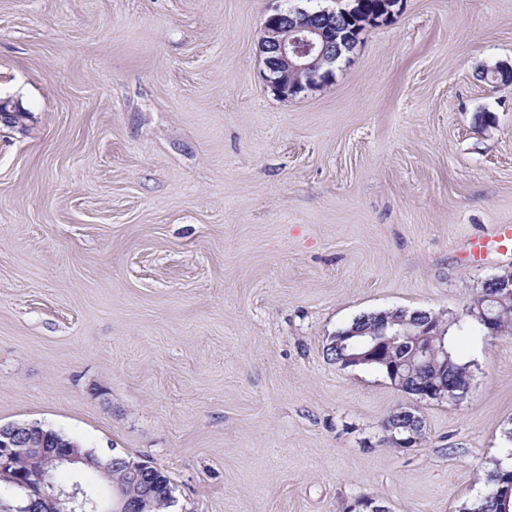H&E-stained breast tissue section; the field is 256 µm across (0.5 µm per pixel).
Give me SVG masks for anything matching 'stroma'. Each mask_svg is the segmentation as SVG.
<instances>
[{
	"label": "stroma",
	"instance_id": "35a3bbf8",
	"mask_svg": "<svg viewBox=\"0 0 512 512\" xmlns=\"http://www.w3.org/2000/svg\"><path fill=\"white\" fill-rule=\"evenodd\" d=\"M0 0V424L161 470L174 512H459L512 447V335L453 332L467 401L326 357L363 313L456 317L512 247V0H404L332 84L264 80L275 9ZM421 417V416H420ZM422 419V417H421ZM417 426L421 425V430L416 432L417 435H423V428H424V421L422 419L421 422H413V420L410 419L406 414L402 415V407L396 408L394 411H392L387 418L384 421V427L387 425H395V426H387L385 428L386 432H390L391 436V442L394 444L395 447L398 448H409L412 447L417 440V436L415 433L411 430L408 435H405L404 437L397 438V435H395L393 432L396 429V425H398V429L404 433H407V427L411 426Z\"/></svg>",
	"mask_w": 512,
	"mask_h": 512
}]
</instances>
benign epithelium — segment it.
<instances>
[{
    "label": "benign epithelium",
    "mask_w": 512,
    "mask_h": 512,
    "mask_svg": "<svg viewBox=\"0 0 512 512\" xmlns=\"http://www.w3.org/2000/svg\"><path fill=\"white\" fill-rule=\"evenodd\" d=\"M337 19L334 10L323 8L311 12L301 7L277 9L265 18L259 50L266 69L265 81L271 89L283 97H292L329 82L333 76L332 62L352 51L359 40L354 34L343 38L336 34ZM288 72L305 75L306 84L288 85L284 79ZM488 283L493 289L490 299L512 295V272L498 275ZM366 333L379 344L408 347L426 362L436 355L435 346L440 339L419 311L410 314L403 311L379 329H368ZM117 463L126 468L128 483L115 486L110 507L97 499L89 500L78 482L55 485L46 480L50 467L73 470L81 467L97 472L110 482ZM1 481L17 491L14 503L0 507L5 512H152L157 493L166 497V503H175L173 488L148 462L82 454L77 443L51 439L36 423L0 425Z\"/></svg>",
    "instance_id": "7a95c632"
}]
</instances>
